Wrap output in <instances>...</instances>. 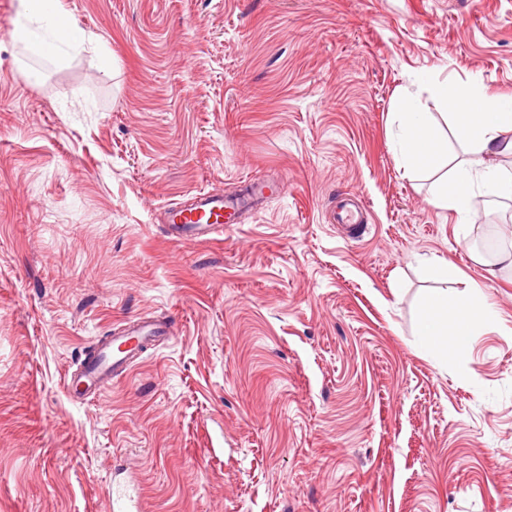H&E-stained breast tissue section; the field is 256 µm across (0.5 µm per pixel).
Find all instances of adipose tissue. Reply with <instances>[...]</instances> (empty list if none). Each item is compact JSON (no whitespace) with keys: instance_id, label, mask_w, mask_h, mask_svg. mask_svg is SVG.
<instances>
[{"instance_id":"obj_1","label":"adipose tissue","mask_w":512,"mask_h":512,"mask_svg":"<svg viewBox=\"0 0 512 512\" xmlns=\"http://www.w3.org/2000/svg\"><path fill=\"white\" fill-rule=\"evenodd\" d=\"M12 40L31 55L55 64L69 52L91 49L103 66H111L112 54L75 22L65 20L60 0H18L12 20ZM432 91L441 104L460 120V134L471 147L470 167L460 169L452 191L440 194L438 206L469 215L474 186L494 193H512V179L504 180L495 164L498 156H512V96L488 93L479 83L462 86L453 80L433 83ZM399 142L413 170L432 173L439 142L431 113L417 111L412 99L397 104ZM484 296L449 302L447 294L430 293L417 324L423 348L454 358L470 343L478 326L477 307L485 306Z\"/></svg>"}]
</instances>
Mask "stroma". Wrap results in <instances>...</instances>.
Masks as SVG:
<instances>
[{
	"instance_id": "stroma-1",
	"label": "stroma",
	"mask_w": 512,
	"mask_h": 512,
	"mask_svg": "<svg viewBox=\"0 0 512 512\" xmlns=\"http://www.w3.org/2000/svg\"><path fill=\"white\" fill-rule=\"evenodd\" d=\"M0 0V512H512V269L409 174L398 99L472 154L421 74L512 94V0H61L104 43L36 57ZM286 179L177 244L165 208ZM361 225L331 222L346 199ZM434 288L482 290L462 354L416 334ZM132 318L167 321L103 396L66 372Z\"/></svg>"
}]
</instances>
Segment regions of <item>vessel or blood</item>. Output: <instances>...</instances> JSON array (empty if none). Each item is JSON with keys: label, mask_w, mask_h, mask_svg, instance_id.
Wrapping results in <instances>:
<instances>
[{"label": "vessel or blood", "mask_w": 512, "mask_h": 512, "mask_svg": "<svg viewBox=\"0 0 512 512\" xmlns=\"http://www.w3.org/2000/svg\"><path fill=\"white\" fill-rule=\"evenodd\" d=\"M271 193V186L257 182L251 196L245 198L197 196L190 205L165 211V231L177 243L208 239L218 227L236 223L240 213L252 206L254 200L269 197ZM168 333L166 324L155 320L122 323L110 340L103 342L67 376L65 387L69 395L76 399L100 396L113 379L127 373L148 347Z\"/></svg>", "instance_id": "obj_1"}]
</instances>
